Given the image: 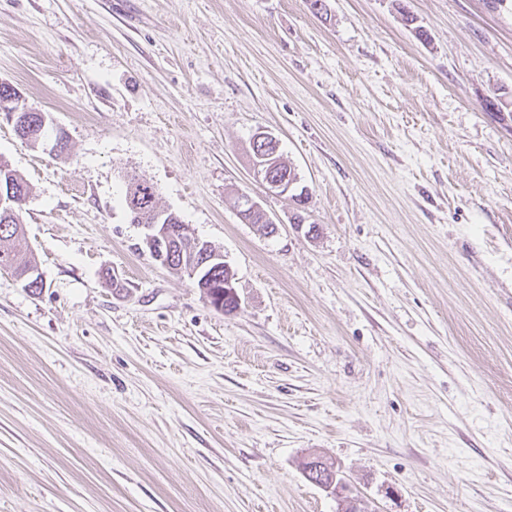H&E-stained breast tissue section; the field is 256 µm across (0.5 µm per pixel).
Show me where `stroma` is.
<instances>
[{
	"label": "stroma",
	"instance_id": "35a3bbf8",
	"mask_svg": "<svg viewBox=\"0 0 512 512\" xmlns=\"http://www.w3.org/2000/svg\"><path fill=\"white\" fill-rule=\"evenodd\" d=\"M326 3L0 0V83L68 143L0 114L43 279L0 270V512H337L312 453L362 512H512V0ZM130 175L236 311L152 258ZM15 100L16 97L14 96L4 95L0 101V112H6L8 120L13 123L15 130L24 143L33 148L42 147L45 150H48L49 148L50 153L60 152L65 144L62 132L59 131L57 133V138L55 140L43 138L40 132L32 133L31 130L33 125H31L30 128L29 126L32 116L35 113H31L32 111L17 109L15 106H10ZM261 144L262 147H260ZM252 146L254 153L251 159V164L254 177L258 181L263 182L269 191L279 196H287L293 186V182L290 181H295V184L297 183V173L294 168L281 161L279 150L277 158L280 160V164L277 167V172L282 176L287 174L288 177L283 180H279V178L272 179L271 174L267 173L270 171V166L274 162L272 158L277 152L278 141L276 138L266 131H258V133L254 134L252 137ZM274 147H276V149H274ZM271 148H273V150H270ZM253 149H251V151ZM191 246L192 247L188 248V256L189 254H191V257H188L187 268L189 273L191 274L192 279L196 278L198 271L205 263H215L217 261L223 260L224 258L223 255H219L217 253H213L211 256H208L207 254L204 253L202 254V259L204 260L202 262L200 260L198 264V257H195V253L198 248L194 247L193 241H191ZM224 268L229 271V275L225 278V280L224 274H226V271H224ZM203 280H205V284L210 287L207 288L209 295L217 294L218 296H220V291L222 290L225 293V297L232 296L234 298V300L237 303L236 308L238 307V305L240 304V299L239 296L237 297L236 291L234 289L235 275L233 274L231 267L227 263H224V265L220 268L215 264H206L200 271L198 282ZM222 283H224L223 288H215L218 286V284ZM212 286L214 288H211ZM303 463L308 480L336 497L339 512H362L358 508V500L351 495L344 476L334 463L320 456L309 457Z\"/></svg>",
	"mask_w": 512,
	"mask_h": 512
}]
</instances>
